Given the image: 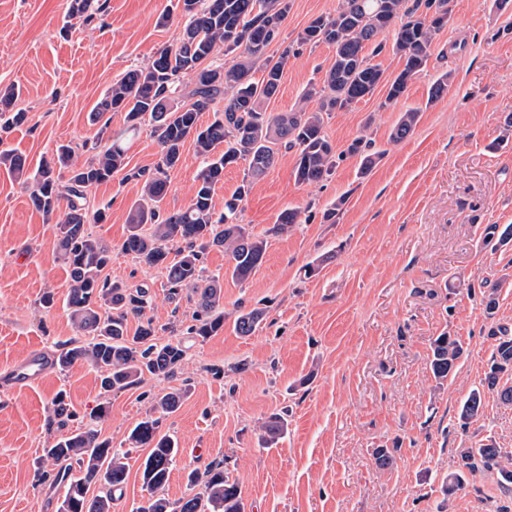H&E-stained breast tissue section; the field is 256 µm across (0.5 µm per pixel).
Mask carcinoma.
I'll return each instance as SVG.
<instances>
[{"mask_svg": "<svg viewBox=\"0 0 512 512\" xmlns=\"http://www.w3.org/2000/svg\"><path fill=\"white\" fill-rule=\"evenodd\" d=\"M185 22L174 43L160 50L152 62L128 70L112 82L95 106L94 119L110 112L124 113L126 130L136 131L148 124L156 138L161 157L154 171L144 179L140 198L131 206L128 235L121 250L151 267L165 271L169 297H182L192 303L190 333L202 339L224 327V295L220 275L205 274L200 254L207 247H219L229 256L231 276L247 280L262 264L267 242L239 223L241 203L254 180L264 176L276 163L281 149L293 150L296 161L293 177L298 184L327 180L336 168V150L324 131L325 112L346 111L355 102L374 94L381 85L383 70L371 63L386 44L377 37L393 31L391 50L403 61V68L386 86L381 106L404 96L408 83L423 70L431 56L436 34L444 29L439 16H448V0H340L336 14L319 16L288 44L274 61L265 55L278 40L288 15V0H179ZM102 10L99 0H68V17L90 23ZM325 43L334 48V59L322 85L311 86L304 99L318 98L319 107L271 115L261 102L274 97L280 87L288 58L297 48ZM224 49L238 60L230 67L216 65L214 52ZM262 72L259 80L252 74ZM193 88H188L185 78ZM452 74L441 75L431 86L429 97L442 98L452 85ZM187 96L188 106L178 104ZM18 93L14 85L0 88V130L20 126L27 113L15 108ZM224 98V110L214 112L211 123L199 124V114ZM419 120V112L401 114L392 128V142L407 139ZM192 139L201 165L195 177V190L185 208L166 212L162 205L169 188V170L180 161L182 148ZM224 150L217 151L219 146ZM348 153L360 159L359 172L368 174L382 153L362 138L352 141ZM123 141L107 137V144L85 162H74L72 148L61 145L56 160L40 164L32 175L30 200L48 218L54 216L60 201L66 210L57 222V251L67 268L69 287L65 307L72 323L92 336L88 343L74 341L56 359L67 371L87 363L101 372L100 386L106 392L125 390L142 381L144 375L170 377L184 360L180 344L156 342L158 327L145 317L151 305L149 290L123 288L102 276L112 263V249L93 238L85 229L88 219L102 222L106 214H89L87 190L112 180L127 167ZM246 163L242 183L224 200V213L215 216L212 200L215 187L224 180V169L239 161ZM26 160L10 149L0 148V167L18 175L25 172ZM301 223V210L288 208L271 228L284 233ZM485 240L494 246L512 241V224L485 229ZM141 325L128 336L129 318ZM265 313L259 308L241 312L234 324L240 336L252 335ZM495 338V356L485 373L484 386L496 392L501 403L512 405V385H500L501 376L512 372V326L498 325L489 331ZM464 354L459 339L448 333L431 343L430 369L435 379L451 376ZM188 387L177 388L160 397L152 411L170 414L185 400ZM483 396L471 391L461 404L459 420L467 425L481 415ZM54 419L67 426L77 413L64 399L53 403ZM288 429L282 414L274 413L262 424L265 447L275 445ZM129 447L146 448L142 464L143 487L148 492L137 512H244L237 483L224 475V467L208 464L204 470H191L190 487L201 491L176 503L162 495L171 473L179 444L159 433V419L147 415L130 432ZM461 470L448 475L442 486L451 498L463 489L462 469L482 465L497 467L500 482L512 485V456L493 444L459 450ZM44 462L50 469L40 474L41 483L64 489L59 512H112L113 493L128 477V452L112 448L98 430L77 426L64 438L44 449ZM98 493L89 495L91 486Z\"/></svg>", "mask_w": 512, "mask_h": 512, "instance_id": "obj_1", "label": "carcinoma"}]
</instances>
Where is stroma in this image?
Returning a JSON list of instances; mask_svg holds the SVG:
<instances>
[{
    "label": "stroma",
    "mask_w": 512,
    "mask_h": 512,
    "mask_svg": "<svg viewBox=\"0 0 512 512\" xmlns=\"http://www.w3.org/2000/svg\"><path fill=\"white\" fill-rule=\"evenodd\" d=\"M338 3L290 0L283 39L267 56L278 58ZM66 9L67 0H0V85L18 84L17 105L28 113L5 144L33 168L61 144L84 161L100 140L90 119L97 101L119 75L172 44L184 24L177 0H106L89 24L68 20ZM449 9L426 68L398 102L384 105L380 88L349 111L325 115V132L341 153L327 181L295 183L290 151L253 185L241 221L265 237V257L240 283L226 277L223 249L205 251L206 272L225 277L224 327L207 339L187 334L192 310L187 301L169 300L160 269L120 250L141 194L134 173L160 156L150 126L127 138L126 174L88 195L107 219L87 230L112 248L110 280L149 289L146 314L163 325L160 341L186 351L176 376L106 393L97 370L78 364L64 373L49 368L26 390L10 384L18 361L33 353L52 359L85 335L64 306L69 282L54 221L32 207L29 180L0 169V512H58L63 489L37 480L43 448L67 433L52 414L58 392L84 417L105 405L108 415L96 428L117 447L155 399L183 385L189 397L160 419L161 432L182 449L164 490L170 501L189 495L191 470L220 460L245 512H512V488L493 468L465 472L464 488L452 498L441 492L448 474L459 471V449L492 443L512 454V407L495 392H485L483 412L469 425L458 421L462 401L492 362L491 327L512 324V243L495 250L484 243L488 225L512 224V139L502 138L512 113V4L450 0ZM167 11L170 22L158 26ZM333 55L325 44L303 47L263 110L317 109V100L301 96L321 83ZM447 72L454 78L448 93L429 101L430 86ZM410 109L420 112L414 133L390 142ZM361 136L383 154L365 176L358 158L345 153ZM199 166L193 144L185 143L169 172L168 209L188 205ZM336 203L342 209L335 223L323 222ZM291 207L300 209V224L273 233ZM312 263L319 271L309 277ZM48 291L55 304L46 309L40 298ZM490 294L497 301L492 316L484 304ZM255 307L265 320L253 335H237L239 310ZM170 322L175 331H167ZM444 332L465 354L440 382L430 371V343ZM281 410L287 434L276 447H261L262 422ZM380 448L389 450L390 465L378 464ZM146 455L131 449L113 512H135L145 498Z\"/></svg>",
    "instance_id": "stroma-1"
}]
</instances>
